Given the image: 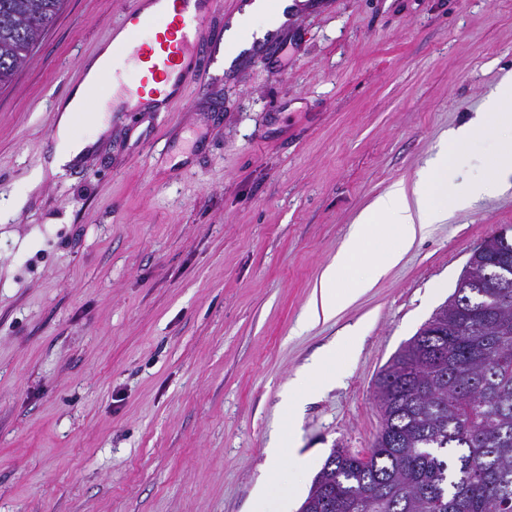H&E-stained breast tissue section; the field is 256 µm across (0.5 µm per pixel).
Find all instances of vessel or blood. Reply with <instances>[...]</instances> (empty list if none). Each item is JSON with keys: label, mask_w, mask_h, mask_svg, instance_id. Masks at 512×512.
Wrapping results in <instances>:
<instances>
[{"label": "vessel or blood", "mask_w": 512, "mask_h": 512, "mask_svg": "<svg viewBox=\"0 0 512 512\" xmlns=\"http://www.w3.org/2000/svg\"><path fill=\"white\" fill-rule=\"evenodd\" d=\"M217 11L218 0H133L112 28L126 35L123 51L101 75L112 86L113 111L166 112L183 99L208 68L198 32ZM144 29L150 32L145 40L139 37ZM130 69L139 82L125 80Z\"/></svg>", "instance_id": "1"}]
</instances>
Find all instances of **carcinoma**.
Instances as JSON below:
<instances>
[{
    "instance_id": "cac0c4a2",
    "label": "carcinoma",
    "mask_w": 512,
    "mask_h": 512,
    "mask_svg": "<svg viewBox=\"0 0 512 512\" xmlns=\"http://www.w3.org/2000/svg\"><path fill=\"white\" fill-rule=\"evenodd\" d=\"M66 0H0V88ZM458 280L462 300L431 318L380 373L370 453L334 448L300 512H512V240L488 239Z\"/></svg>"
}]
</instances>
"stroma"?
Segmentation results:
<instances>
[{"label":"stroma","instance_id":"obj_1","mask_svg":"<svg viewBox=\"0 0 512 512\" xmlns=\"http://www.w3.org/2000/svg\"><path fill=\"white\" fill-rule=\"evenodd\" d=\"M131 0H67L0 89V512H253L271 437L284 483L364 455L375 383L512 226L494 186L335 317L301 320L358 214L413 181L512 78V0H304L279 46L207 72L167 112L78 117L86 155L43 164L57 108ZM501 136L461 154L465 190ZM335 379L289 421L296 372ZM333 358L334 352L328 350L319 359L301 370L293 380L283 401L284 408L288 410L289 421L293 422L294 420L296 406L303 396V387L305 384L315 377L320 378L322 381L331 378V375L325 374L324 370L332 362Z\"/></svg>","mask_w":512,"mask_h":512}]
</instances>
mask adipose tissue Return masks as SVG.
Here are the masks:
<instances>
[{"mask_svg":"<svg viewBox=\"0 0 512 512\" xmlns=\"http://www.w3.org/2000/svg\"><path fill=\"white\" fill-rule=\"evenodd\" d=\"M292 5L293 0H250L241 6L231 16L224 32L228 46L225 64H232L255 41L285 23L286 12ZM117 47V42L112 41L101 48L85 81L62 108L48 163L52 171H63L85 152L88 143L74 135V122L94 98L99 75L111 67ZM506 122L512 123V83L508 81L488 101L481 116L451 135L413 183H396L360 212L334 260L322 274L319 293L308 309L305 324L331 318L354 303L372 287L377 276L403 259L429 225L446 222L449 212L467 208L486 194L488 182L482 178L472 181L466 191L452 190L448 186V171L469 145L486 139ZM364 257L371 261L368 274L357 278L353 287H341L342 278Z\"/></svg>","mask_w":512,"mask_h":512,"instance_id":"1","label":"adipose tissue"}]
</instances>
